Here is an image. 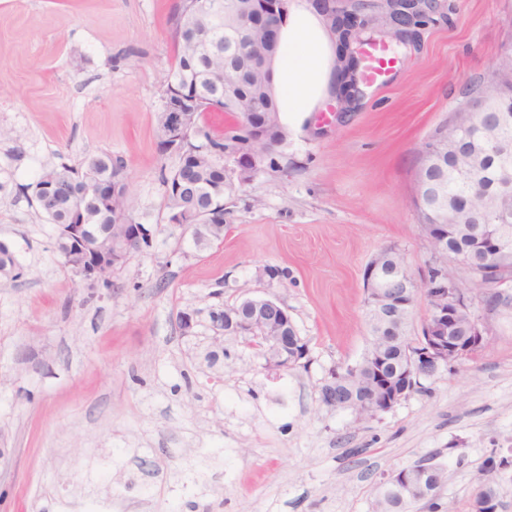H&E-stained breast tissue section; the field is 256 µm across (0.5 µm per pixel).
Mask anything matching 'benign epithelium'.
Wrapping results in <instances>:
<instances>
[{"instance_id":"7a95c632","label":"benign epithelium","mask_w":512,"mask_h":512,"mask_svg":"<svg viewBox=\"0 0 512 512\" xmlns=\"http://www.w3.org/2000/svg\"><path fill=\"white\" fill-rule=\"evenodd\" d=\"M283 0H250L247 4L227 3L216 0L212 9L224 12V18L237 33L233 57L239 71L245 76L248 89L259 83L271 64L270 50L253 45V30L261 24L271 34H276L281 21ZM484 85L494 86L491 96L479 94L463 99L455 109L461 117L458 126L461 131L478 126L483 127L482 116L491 112L502 118L504 96L512 82L500 80L496 69H491L482 80ZM164 114L167 125L164 137L178 141L195 127V115L190 102L182 97L164 99ZM274 125L271 113L263 111L257 101L251 102L247 127L251 138L263 144L261 149H252L236 158V163L244 170H256L264 165L277 140L268 135ZM460 147L456 140L448 141L439 147L433 140L424 143L420 150V168L416 179L414 204L420 214L449 212L455 218H464L475 224H497L509 209L508 194L512 183L506 182L492 192L486 187L483 177L482 156L475 157L463 174L472 190L483 201L481 210L472 208V197L447 198L444 193L442 172L444 159L454 156ZM483 156H499L512 152V144L498 137L483 136ZM87 194L102 203L112 202L117 196L115 186L104 180L89 182ZM169 223L192 229L194 236L213 242L208 231L209 224L195 223V212L176 211L170 214ZM421 232L430 245L431 261L427 266L423 285L411 275L407 266L391 267L386 262L388 251L375 256L366 266L368 313L373 324L372 336L406 335L410 309L414 295L421 291L427 301L429 313L419 334L418 352L409 361V370H437L450 367L465 357L474 346L481 345L489 336L485 318L478 313V300L463 286L462 278L473 279L477 269L487 275L498 272L502 248L496 237L483 240L485 257L480 264L458 261L448 252V225L437 219L433 224L421 225ZM65 240L62 256L71 269L90 288L108 287L112 271L122 266L128 258L144 250V237L152 235L134 224H113L96 233L88 225L68 224L62 227ZM455 276L448 278V269ZM246 314L241 316L236 310L224 311L223 316L214 317L213 323L224 330L226 336H249L254 346L262 351L268 365L286 369L306 357L307 351L299 349L300 336L288 316L287 308L279 301L269 298L249 299L245 303ZM402 398L397 393H389L383 384H357L350 389H338L336 385H323L320 392L321 403L329 409H349L357 419L365 420V410L374 413L386 412Z\"/></svg>"}]
</instances>
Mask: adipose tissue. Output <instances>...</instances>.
<instances>
[{"instance_id": "adipose-tissue-1", "label": "adipose tissue", "mask_w": 512, "mask_h": 512, "mask_svg": "<svg viewBox=\"0 0 512 512\" xmlns=\"http://www.w3.org/2000/svg\"><path fill=\"white\" fill-rule=\"evenodd\" d=\"M272 83L283 115L316 111L335 88L336 42L307 0H291L288 6Z\"/></svg>"}]
</instances>
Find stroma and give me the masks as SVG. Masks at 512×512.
<instances>
[{"instance_id": "1", "label": "stroma", "mask_w": 512, "mask_h": 512, "mask_svg": "<svg viewBox=\"0 0 512 512\" xmlns=\"http://www.w3.org/2000/svg\"><path fill=\"white\" fill-rule=\"evenodd\" d=\"M175 0H0V241L20 275L0 279V512H58L81 497L99 449L120 450L112 512H371L378 486L423 459L441 503L470 505L490 457L512 512V302L488 312L477 351L357 421L319 392L360 362L363 271L396 248L422 277L430 246L413 197L419 152L512 43V0H439L414 48H392L385 86L345 121L338 98L290 117L272 162L242 174L224 152V239L198 246L167 221L155 114L174 66ZM121 156L145 252L90 288L65 267L30 191L47 165ZM278 271L259 279L258 268ZM279 299L309 353L267 366L213 311ZM191 313L184 329L181 313ZM220 350L215 364L205 356ZM212 455L220 488L177 495L189 455Z\"/></svg>"}]
</instances>
